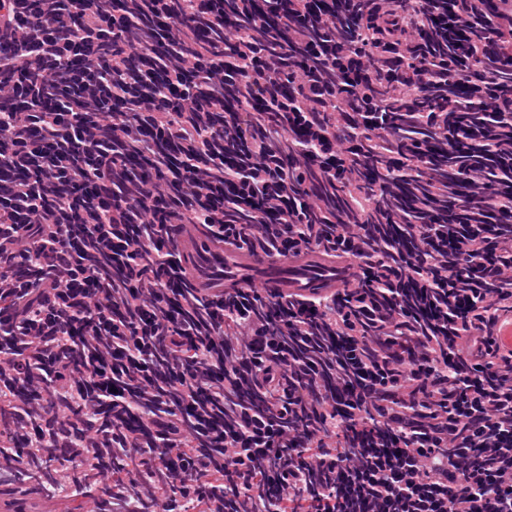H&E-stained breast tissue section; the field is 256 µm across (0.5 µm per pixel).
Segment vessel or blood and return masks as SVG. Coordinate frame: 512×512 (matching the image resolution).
I'll return each instance as SVG.
<instances>
[{
	"label": "vessel or blood",
	"mask_w": 512,
	"mask_h": 512,
	"mask_svg": "<svg viewBox=\"0 0 512 512\" xmlns=\"http://www.w3.org/2000/svg\"><path fill=\"white\" fill-rule=\"evenodd\" d=\"M182 265L195 287L211 294L230 292L251 283L290 297H317L349 287L350 260L313 249L298 258H271L257 250L231 252L202 225L189 224L182 235ZM0 512H41L35 500L0 492Z\"/></svg>",
	"instance_id": "vessel-or-blood-1"
}]
</instances>
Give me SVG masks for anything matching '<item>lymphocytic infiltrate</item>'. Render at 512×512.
Returning a JSON list of instances; mask_svg holds the SVG:
<instances>
[{"instance_id": "obj_1", "label": "lymphocytic infiltrate", "mask_w": 512, "mask_h": 512, "mask_svg": "<svg viewBox=\"0 0 512 512\" xmlns=\"http://www.w3.org/2000/svg\"><path fill=\"white\" fill-rule=\"evenodd\" d=\"M269 2L0 0V472L96 512H512V188L457 150L512 167V0ZM183 224L355 282L202 294Z\"/></svg>"}]
</instances>
